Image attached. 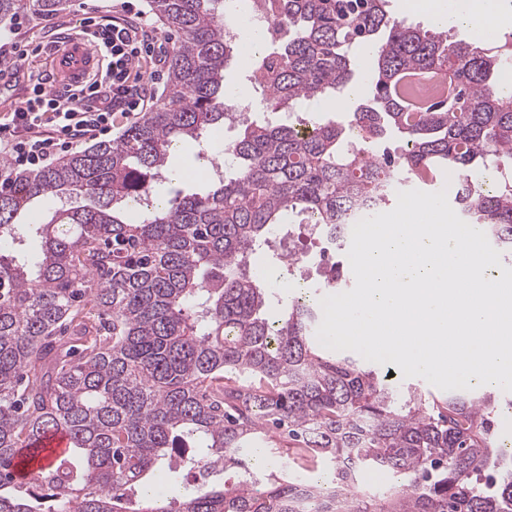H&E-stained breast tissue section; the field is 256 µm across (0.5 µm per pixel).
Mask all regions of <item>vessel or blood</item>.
Masks as SVG:
<instances>
[{
    "label": "vessel or blood",
    "mask_w": 512,
    "mask_h": 512,
    "mask_svg": "<svg viewBox=\"0 0 512 512\" xmlns=\"http://www.w3.org/2000/svg\"><path fill=\"white\" fill-rule=\"evenodd\" d=\"M105 63L83 30H74L60 38L51 56L50 93H80L91 80L100 78ZM70 447L66 431L58 430L40 439L36 448L22 449L14 459L16 478L29 480L36 476L46 459L64 454Z\"/></svg>",
    "instance_id": "obj_1"
}]
</instances>
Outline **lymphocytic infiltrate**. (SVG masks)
I'll use <instances>...</instances> for the list:
<instances>
[{"instance_id":"obj_1","label":"lymphocytic infiltrate","mask_w":512,"mask_h":512,"mask_svg":"<svg viewBox=\"0 0 512 512\" xmlns=\"http://www.w3.org/2000/svg\"><path fill=\"white\" fill-rule=\"evenodd\" d=\"M87 23L108 58L107 78L92 83L81 100L46 93L43 79H35L21 107L8 122H0L1 157L20 167L45 168L87 140L111 134L117 118L145 110L151 96L137 67L154 49L145 14L131 22L102 23L91 17Z\"/></svg>"}]
</instances>
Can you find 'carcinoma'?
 <instances>
[{
  "instance_id": "carcinoma-1",
  "label": "carcinoma",
  "mask_w": 512,
  "mask_h": 512,
  "mask_svg": "<svg viewBox=\"0 0 512 512\" xmlns=\"http://www.w3.org/2000/svg\"><path fill=\"white\" fill-rule=\"evenodd\" d=\"M66 4L0 0V21ZM150 6L177 35L159 103L58 165L27 173L0 160V240L17 238L16 218L37 199L84 201L35 225L37 256L0 253V512H512V453L495 445L512 399L397 388L318 342L311 291L269 320L255 265L288 217L336 226L362 201L385 204L400 174L427 186L445 170L464 221L512 263V182L480 178L512 169L504 58L395 20L385 0H262L279 37L250 61L258 123L224 90L240 58L224 0ZM362 43L375 47L374 85L348 123L312 120L304 132L279 118L348 89ZM443 69L450 103L401 99L405 75ZM226 119L244 126L228 145L234 174L143 207L174 142ZM391 132L404 141L396 157L378 150ZM60 428L69 453L17 480V449ZM272 430L330 477H258L245 456ZM177 448L192 449L180 468L236 480L156 494L150 479ZM376 473L399 482L368 498L359 479Z\"/></svg>"
}]
</instances>
